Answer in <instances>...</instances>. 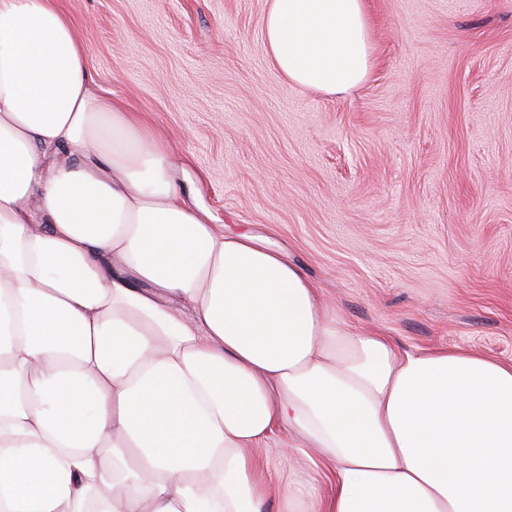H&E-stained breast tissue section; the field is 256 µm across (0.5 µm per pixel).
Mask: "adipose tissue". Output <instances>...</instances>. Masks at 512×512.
I'll use <instances>...</instances> for the list:
<instances>
[{"instance_id":"ef3b65f1","label":"adipose tissue","mask_w":512,"mask_h":512,"mask_svg":"<svg viewBox=\"0 0 512 512\" xmlns=\"http://www.w3.org/2000/svg\"><path fill=\"white\" fill-rule=\"evenodd\" d=\"M287 85L374 67L364 0H268ZM334 475L315 498L253 455ZM512 512V363L408 353L191 206L55 0H0V512ZM282 435L276 432L265 443L262 451V460L267 461L272 469L277 470L282 478V483L288 482V475L296 479H302L310 483L317 494L326 497L330 496L335 488L334 478L319 463H311L299 456L292 455L285 458L280 452Z\"/></svg>"}]
</instances>
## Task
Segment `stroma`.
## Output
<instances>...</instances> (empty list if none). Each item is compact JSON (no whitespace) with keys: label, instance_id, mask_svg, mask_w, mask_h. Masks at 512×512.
I'll return each mask as SVG.
<instances>
[{"label":"stroma","instance_id":"stroma-1","mask_svg":"<svg viewBox=\"0 0 512 512\" xmlns=\"http://www.w3.org/2000/svg\"><path fill=\"white\" fill-rule=\"evenodd\" d=\"M267 0H58L96 90L167 141L187 199L302 267L350 325L512 361V0H366L376 66L287 86ZM262 458L323 497L334 478Z\"/></svg>","mask_w":512,"mask_h":512}]
</instances>
